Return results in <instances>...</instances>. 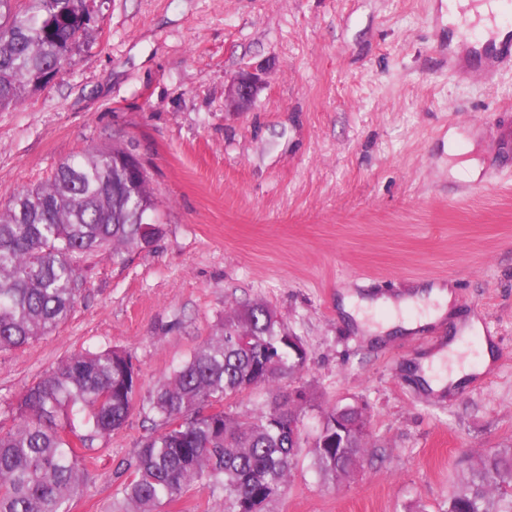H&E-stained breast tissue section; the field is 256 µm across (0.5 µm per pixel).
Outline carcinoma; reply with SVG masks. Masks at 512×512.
Returning <instances> with one entry per match:
<instances>
[{
	"mask_svg": "<svg viewBox=\"0 0 512 512\" xmlns=\"http://www.w3.org/2000/svg\"><path fill=\"white\" fill-rule=\"evenodd\" d=\"M87 0H0V110L65 68L87 36ZM128 149L90 151L60 164L45 182L15 194L0 210V351L55 331L84 286L83 264L96 252L112 262L147 248L162 225L149 181L126 184ZM288 333L265 303L234 310L173 373L141 394L139 368L123 350H81L46 371L14 404L17 423L0 428V512H69L94 457V443L121 428L135 409L158 420L121 485L128 512H159L196 484L224 492V512H263L285 491L301 448L278 427L275 403L236 416L214 404L299 371ZM364 417L355 406L324 413ZM365 430L344 445L308 446L334 484L351 478L364 456ZM445 512H512V446L481 455L454 485Z\"/></svg>",
	"mask_w": 512,
	"mask_h": 512,
	"instance_id": "obj_1",
	"label": "carcinoma"
}]
</instances>
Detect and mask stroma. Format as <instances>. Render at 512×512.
<instances>
[{"label": "stroma", "mask_w": 512, "mask_h": 512, "mask_svg": "<svg viewBox=\"0 0 512 512\" xmlns=\"http://www.w3.org/2000/svg\"><path fill=\"white\" fill-rule=\"evenodd\" d=\"M101 21L55 80L0 111V210L91 149L143 162L162 234L123 262L87 260L69 319L0 351V428L16 398L83 348L132 354L144 388L232 310L274 307L307 351L300 372L226 400L248 415L306 389L302 438L329 407L370 421L363 472L332 486L300 453L264 512H443L457 477L512 445V69L452 71L448 0H96ZM263 67L249 108L230 77ZM459 138L448 155L449 135ZM477 160L476 180L455 177ZM450 287L454 316L368 339L340 298ZM480 334H464L470 321ZM495 359L454 394L421 363L458 342ZM154 422L133 412L95 444L70 512H118L122 471Z\"/></svg>", "instance_id": "35a3bbf8"}]
</instances>
